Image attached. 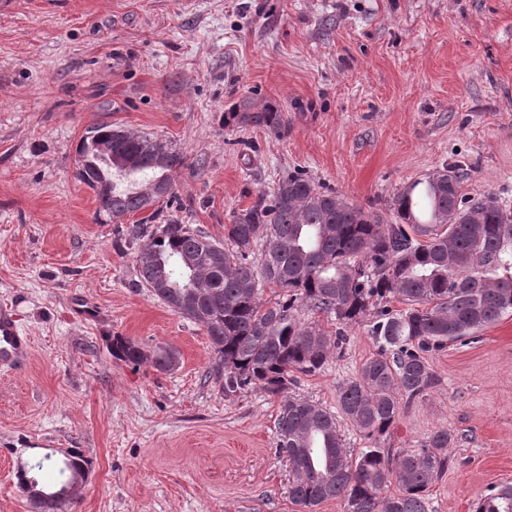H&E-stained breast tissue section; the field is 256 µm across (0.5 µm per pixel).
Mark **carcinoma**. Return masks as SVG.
<instances>
[{
    "instance_id": "cac0c4a2",
    "label": "carcinoma",
    "mask_w": 512,
    "mask_h": 512,
    "mask_svg": "<svg viewBox=\"0 0 512 512\" xmlns=\"http://www.w3.org/2000/svg\"><path fill=\"white\" fill-rule=\"evenodd\" d=\"M243 124L281 132L272 105L240 116ZM112 153L91 150L90 138ZM79 179L97 193L112 219L141 212L157 188H173L171 174L185 156L159 139L107 124L88 128L78 150ZM109 190H103L107 183ZM395 220L386 224L300 174L261 193L224 225L219 242L174 218L147 231L135 262L139 282L161 303L206 330L213 371L224 373V393L260 389L285 397L277 419L279 453L291 467L290 501L299 512L336 501L342 512H428L431 486L453 463L448 450L460 437L446 427L422 448L393 452L379 446L397 424L400 399L410 403L438 384L428 353L474 335L512 313V208L487 193L465 198L457 174L441 170L397 191ZM283 290L271 306L264 287ZM398 301L403 308L390 307ZM324 315L333 331L301 312ZM369 323L378 347L358 375L339 386L343 416L371 445L346 448L336 418L321 406L288 396L294 374H314L331 352L341 353L346 328ZM112 357L138 365L142 347L124 336L110 341ZM77 449L62 460L44 457L39 474L18 473L19 489L41 512H68L72 477L88 473ZM397 483L398 494L384 488ZM473 512H512V483L478 497Z\"/></svg>"
}]
</instances>
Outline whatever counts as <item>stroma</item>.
<instances>
[{"mask_svg":"<svg viewBox=\"0 0 512 512\" xmlns=\"http://www.w3.org/2000/svg\"><path fill=\"white\" fill-rule=\"evenodd\" d=\"M278 104L285 127L230 109ZM112 123L186 158L163 214L223 240L235 213L288 174L391 221L399 189L458 165L460 192L512 207V0H13L0 9V302L32 339L0 370V512H34L18 469L77 448L72 512H294L281 398L225 395L206 330L139 283L138 212L113 221L77 175L86 130ZM171 346L133 366L108 337ZM367 326L289 393L338 415L337 387L376 355ZM438 385L385 440L441 427L456 459L429 512H471L512 482V315L430 354Z\"/></svg>","mask_w":512,"mask_h":512,"instance_id":"obj_1","label":"stroma"}]
</instances>
